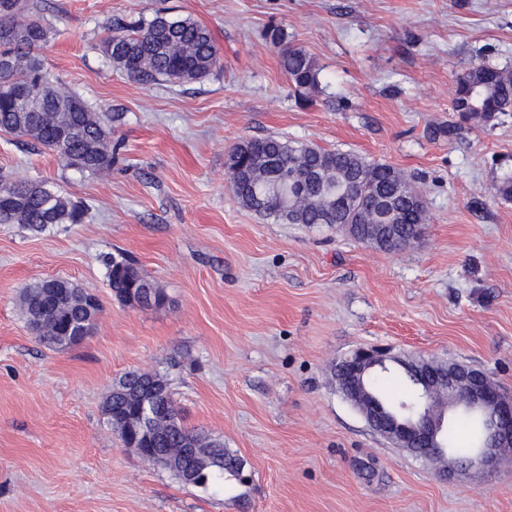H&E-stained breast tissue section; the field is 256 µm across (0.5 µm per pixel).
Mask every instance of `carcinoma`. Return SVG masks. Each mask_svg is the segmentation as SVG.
Returning <instances> with one entry per match:
<instances>
[{
	"label": "carcinoma",
	"instance_id": "obj_1",
	"mask_svg": "<svg viewBox=\"0 0 512 512\" xmlns=\"http://www.w3.org/2000/svg\"><path fill=\"white\" fill-rule=\"evenodd\" d=\"M49 36L38 4L30 0H0V131L32 139L56 152L67 166L97 175L112 168V149H102L111 136L103 117L76 92L54 80L43 69L34 50ZM270 39L279 66L295 92L305 100L318 90V68L303 49L272 30ZM103 53L131 80L139 83L195 82L219 63L210 30L191 18L163 12L149 19L117 24L103 43ZM28 89L30 102L16 100L14 89ZM456 111L477 126H484L512 108V73L479 64L461 75L454 89ZM230 189L239 204L261 216L288 224H347L356 240L385 251L405 248L403 240L424 227L427 210L412 179L399 169L371 162L352 150L328 149L277 136L245 139L227 153ZM0 224H21L41 231L50 224H76L82 208L71 197L43 182L22 177H0ZM108 286L124 303L144 307L165 302L164 293L146 280L127 260L106 262ZM40 279L23 288L21 306L29 324L38 323L44 344L70 347L82 336L61 332L63 327L91 332L101 307L85 302L88 293L65 279L62 291L49 297ZM402 390L386 396L380 374L368 378V387L388 409L411 415L423 402L416 381L395 367ZM154 412L162 429L146 445L141 459L169 469L181 481L199 458L212 455L216 466L196 473L194 486L224 490V474L240 476V459L219 439H209L183 425L167 380L132 369L112 387L102 413L113 430L135 426L144 411ZM477 447L484 424L476 416L459 415Z\"/></svg>",
	"mask_w": 512,
	"mask_h": 512
}]
</instances>
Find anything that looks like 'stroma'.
<instances>
[{
    "mask_svg": "<svg viewBox=\"0 0 512 512\" xmlns=\"http://www.w3.org/2000/svg\"><path fill=\"white\" fill-rule=\"evenodd\" d=\"M36 54L112 132L88 175L0 131V176L38 179L79 224H0V512H512V461L441 478L373 433L332 367L359 346L463 361L512 390V110L484 126L453 108L458 77L512 69V0H40ZM207 26L220 63L186 84L129 80L102 51L116 23L156 9ZM318 65L302 100L268 33ZM278 136L353 150L412 173L429 221L409 249L337 224L244 209L228 149ZM133 259L159 307L125 305L105 262ZM62 278L102 304L93 333L53 349L21 290ZM164 375L184 423L244 464L211 494L146 464L102 415L112 384Z\"/></svg>",
    "mask_w": 512,
    "mask_h": 512,
    "instance_id": "obj_1",
    "label": "stroma"
}]
</instances>
